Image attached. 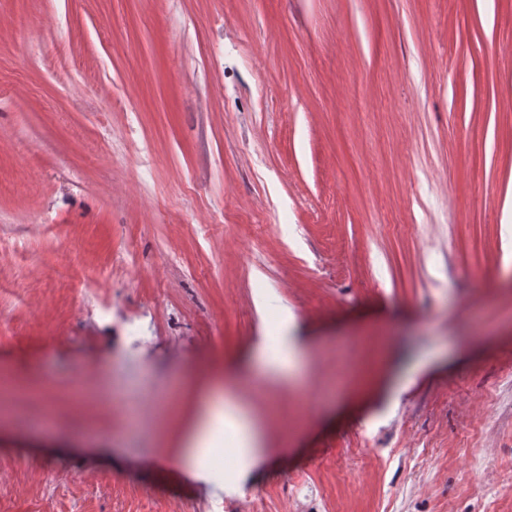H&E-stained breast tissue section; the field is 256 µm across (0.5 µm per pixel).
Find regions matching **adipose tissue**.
<instances>
[{
  "label": "adipose tissue",
  "instance_id": "ef3b65f1",
  "mask_svg": "<svg viewBox=\"0 0 512 512\" xmlns=\"http://www.w3.org/2000/svg\"><path fill=\"white\" fill-rule=\"evenodd\" d=\"M275 325L279 331L276 341L260 340L255 354L269 370H296L297 349L287 334V313H278ZM260 440L256 420L243 407L214 392L205 396L202 411L175 462L195 482L212 485L216 482L211 467L215 455L221 453L234 459L232 475L242 477L259 465Z\"/></svg>",
  "mask_w": 512,
  "mask_h": 512
}]
</instances>
